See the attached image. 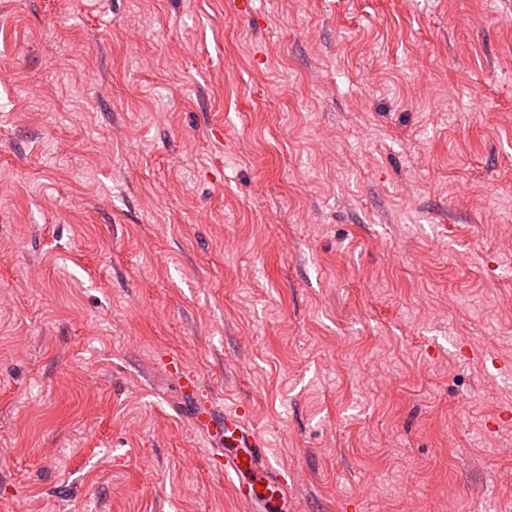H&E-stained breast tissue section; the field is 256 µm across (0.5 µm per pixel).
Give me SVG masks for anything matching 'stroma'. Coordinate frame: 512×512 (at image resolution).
<instances>
[{
  "label": "stroma",
  "mask_w": 512,
  "mask_h": 512,
  "mask_svg": "<svg viewBox=\"0 0 512 512\" xmlns=\"http://www.w3.org/2000/svg\"><path fill=\"white\" fill-rule=\"evenodd\" d=\"M0 0V505L512 512V0ZM479 103L481 118L470 112ZM178 385L182 399L191 405L194 428L213 455L224 457V476L230 480L234 496L259 509L276 494L287 498L288 483L282 482L267 456L265 442L243 416L202 401L194 375L184 374Z\"/></svg>",
  "instance_id": "35a3bbf8"
}]
</instances>
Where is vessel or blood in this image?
<instances>
[{
  "instance_id": "1",
  "label": "vessel or blood",
  "mask_w": 512,
  "mask_h": 512,
  "mask_svg": "<svg viewBox=\"0 0 512 512\" xmlns=\"http://www.w3.org/2000/svg\"><path fill=\"white\" fill-rule=\"evenodd\" d=\"M179 390L191 405L194 428L211 453L223 457L224 475L238 500L257 508L275 496H287L288 486L272 466L264 441L241 414L202 400L193 375L181 376Z\"/></svg>"
}]
</instances>
